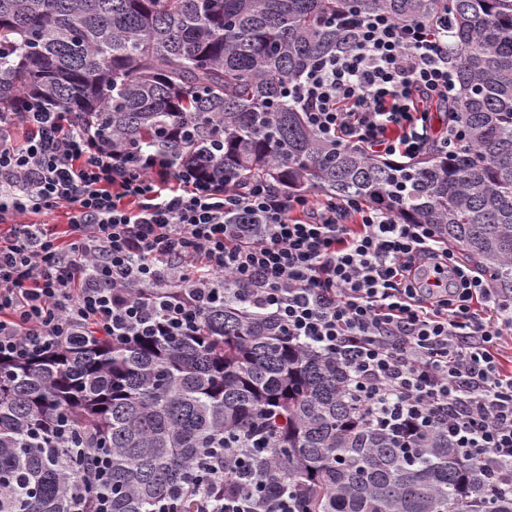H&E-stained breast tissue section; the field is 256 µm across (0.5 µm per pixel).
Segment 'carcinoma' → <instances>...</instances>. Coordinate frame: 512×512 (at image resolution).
<instances>
[{
	"instance_id": "cac0c4a2",
	"label": "carcinoma",
	"mask_w": 512,
	"mask_h": 512,
	"mask_svg": "<svg viewBox=\"0 0 512 512\" xmlns=\"http://www.w3.org/2000/svg\"><path fill=\"white\" fill-rule=\"evenodd\" d=\"M448 17L463 139L393 166L320 140L284 86L349 47L338 17ZM40 97L137 157L195 162L430 224L512 290V0H0V112ZM267 419L253 463L299 512H512L448 431L371 424L336 358L237 304L180 338L0 359V512H155L224 437Z\"/></svg>"
}]
</instances>
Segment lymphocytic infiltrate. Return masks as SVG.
Instances as JSON below:
<instances>
[{
  "label": "lymphocytic infiltrate",
  "instance_id": "f902f5d3",
  "mask_svg": "<svg viewBox=\"0 0 512 512\" xmlns=\"http://www.w3.org/2000/svg\"><path fill=\"white\" fill-rule=\"evenodd\" d=\"M341 23L353 46L287 87L314 133L397 165L454 143L452 120L438 128L432 116L454 95L447 19ZM62 208L63 230L48 221ZM228 298L342 362L366 421L445 428L512 490V290L429 225L261 179L224 188L159 153L134 159L34 96L0 113V357L62 336H186ZM256 452L251 440L210 454L207 483L237 482L224 512H295L289 494L258 489Z\"/></svg>",
  "mask_w": 512,
  "mask_h": 512
}]
</instances>
